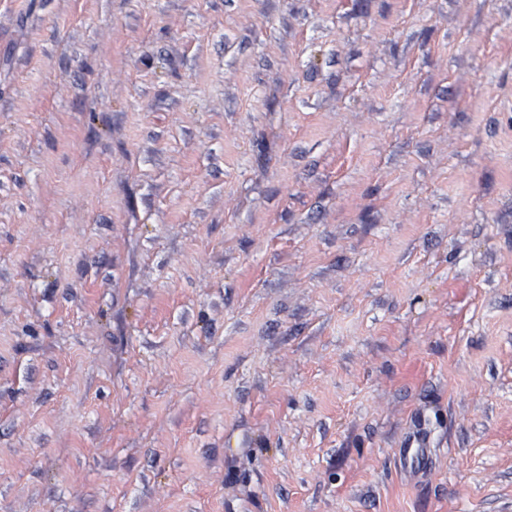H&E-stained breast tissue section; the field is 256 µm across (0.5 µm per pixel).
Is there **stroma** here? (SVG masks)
Here are the masks:
<instances>
[{
    "label": "stroma",
    "mask_w": 512,
    "mask_h": 512,
    "mask_svg": "<svg viewBox=\"0 0 512 512\" xmlns=\"http://www.w3.org/2000/svg\"><path fill=\"white\" fill-rule=\"evenodd\" d=\"M0 512H512V0H0ZM428 438L418 431L399 449L400 460L410 468L422 469L426 464L425 450Z\"/></svg>",
    "instance_id": "stroma-1"
}]
</instances>
